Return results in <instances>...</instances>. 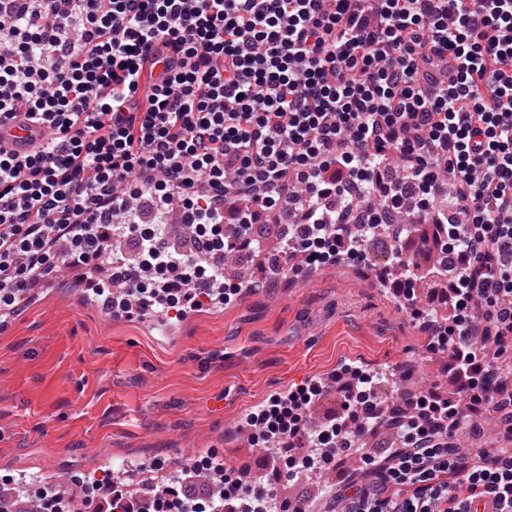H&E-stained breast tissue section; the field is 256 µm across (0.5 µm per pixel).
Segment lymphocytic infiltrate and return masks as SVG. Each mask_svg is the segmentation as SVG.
Instances as JSON below:
<instances>
[{
	"label": "lymphocytic infiltrate",
	"mask_w": 512,
	"mask_h": 512,
	"mask_svg": "<svg viewBox=\"0 0 512 512\" xmlns=\"http://www.w3.org/2000/svg\"><path fill=\"white\" fill-rule=\"evenodd\" d=\"M19 114L50 138L0 149V311L75 269L113 319L181 320L241 295L222 267L254 255V225L299 257L272 276L391 239L377 284L447 355L452 392L400 391L392 415L348 362L272 395L251 439L291 477L360 455L333 512H512V0H0V123ZM143 202L179 205L183 238L132 221ZM482 409L503 445L472 453L456 436ZM86 501L303 512L211 460L137 493L97 479Z\"/></svg>",
	"instance_id": "1"
}]
</instances>
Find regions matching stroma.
I'll list each match as a JSON object with an SVG mask.
<instances>
[{
	"mask_svg": "<svg viewBox=\"0 0 512 512\" xmlns=\"http://www.w3.org/2000/svg\"><path fill=\"white\" fill-rule=\"evenodd\" d=\"M375 255L187 318L167 342L140 321H116L60 288L0 324V479L43 490L67 477L84 491L89 466L115 458L147 466L176 456L213 457L265 482L269 469L230 435L242 414L280 389L335 370L448 358L425 350L404 310L374 287Z\"/></svg>",
	"mask_w": 512,
	"mask_h": 512,
	"instance_id": "35a3bbf8",
	"label": "stroma"
}]
</instances>
